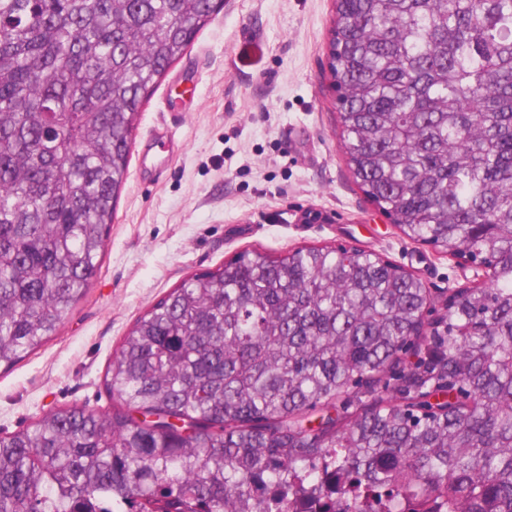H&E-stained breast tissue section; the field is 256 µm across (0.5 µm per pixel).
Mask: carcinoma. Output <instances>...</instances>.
Returning <instances> with one entry per match:
<instances>
[{
	"label": "carcinoma",
	"instance_id": "cac0c4a2",
	"mask_svg": "<svg viewBox=\"0 0 512 512\" xmlns=\"http://www.w3.org/2000/svg\"><path fill=\"white\" fill-rule=\"evenodd\" d=\"M217 13L0 0V365L96 278L142 107ZM331 74L365 195L408 238L477 252L493 282L455 289L427 324L423 282L354 248L194 274L124 336L112 411L61 408L0 438V512L102 495L269 512L252 483L320 494L325 460L354 476L342 512H370L378 489L386 512H512V0H336Z\"/></svg>",
	"mask_w": 512,
	"mask_h": 512
}]
</instances>
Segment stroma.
I'll list each match as a JSON object with an SVG mask.
<instances>
[{
    "instance_id": "35a3bbf8",
    "label": "stroma",
    "mask_w": 512,
    "mask_h": 512,
    "mask_svg": "<svg viewBox=\"0 0 512 512\" xmlns=\"http://www.w3.org/2000/svg\"><path fill=\"white\" fill-rule=\"evenodd\" d=\"M334 0H224L143 107L98 274L42 347L0 367V437L61 407L104 410L135 319L237 254L342 244L419 277L436 303L474 271L408 239L355 182L329 67ZM307 210L329 215L303 224Z\"/></svg>"
}]
</instances>
